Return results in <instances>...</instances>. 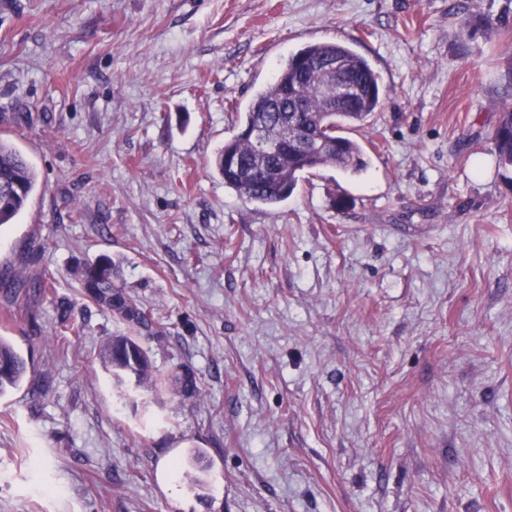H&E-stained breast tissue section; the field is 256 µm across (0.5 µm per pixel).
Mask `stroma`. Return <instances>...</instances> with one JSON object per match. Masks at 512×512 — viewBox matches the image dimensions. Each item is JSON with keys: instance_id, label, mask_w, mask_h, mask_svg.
Segmentation results:
<instances>
[{"instance_id": "1", "label": "stroma", "mask_w": 512, "mask_h": 512, "mask_svg": "<svg viewBox=\"0 0 512 512\" xmlns=\"http://www.w3.org/2000/svg\"><path fill=\"white\" fill-rule=\"evenodd\" d=\"M336 40L381 79L349 132L369 168L246 201L217 150ZM511 99L512 0H0V138L39 173L0 226V336L29 364L0 397V512H512ZM105 256L198 396L102 367L129 328L78 271ZM492 139L498 165L504 169L512 168V101L504 104Z\"/></svg>"}]
</instances>
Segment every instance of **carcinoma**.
<instances>
[{"mask_svg": "<svg viewBox=\"0 0 512 512\" xmlns=\"http://www.w3.org/2000/svg\"><path fill=\"white\" fill-rule=\"evenodd\" d=\"M337 63L336 71L325 65ZM286 90L297 95L304 111L284 112ZM381 106L380 77L369 62L339 41L310 44L288 57L273 83L257 90L248 104L244 125L265 119L271 134L286 119H296L300 140L316 136L323 144L306 149L288 147V153L258 157L252 141L239 133L224 142L214 166L224 182L247 201L276 204L292 194L304 173L332 168L357 174L368 163L362 145L341 132L365 122ZM492 139L499 166L512 168V101L504 104ZM38 182L33 165L11 143L0 140V225L10 224L26 207ZM89 298L118 316L134 330L150 328L151 318L137 301L112 281V259L104 257L81 272ZM63 336H79L83 325L71 319L68 306L60 304ZM102 366L115 378H130L145 391L167 389L181 398L199 394L196 374L181 366L162 375L147 352L132 336H113L98 353ZM27 361L5 337L0 336V396L19 388Z\"/></svg>", "mask_w": 512, "mask_h": 512, "instance_id": "carcinoma-1", "label": "carcinoma"}]
</instances>
